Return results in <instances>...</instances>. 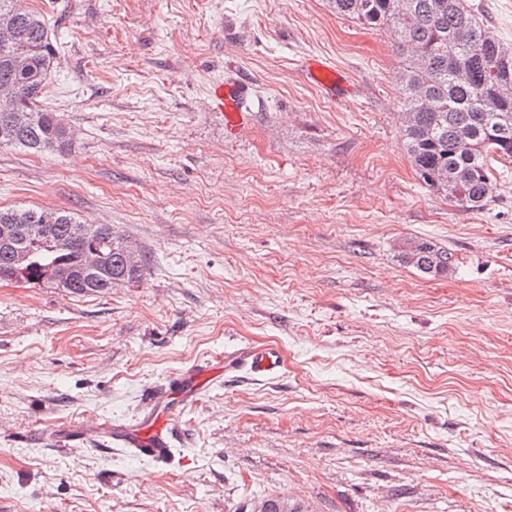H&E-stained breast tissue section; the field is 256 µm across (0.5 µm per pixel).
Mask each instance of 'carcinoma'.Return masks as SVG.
<instances>
[{"mask_svg": "<svg viewBox=\"0 0 512 512\" xmlns=\"http://www.w3.org/2000/svg\"><path fill=\"white\" fill-rule=\"evenodd\" d=\"M336 14L370 29L392 27L405 66L402 140L426 186L465 211L491 188L489 162L512 158V48L465 0H332ZM58 47L44 15L0 0V148L60 151L72 134L41 105ZM0 279L70 294L106 293L136 282L146 255L109 224L63 209L0 208ZM401 260L425 276L448 272L452 256L426 239L403 244Z\"/></svg>", "mask_w": 512, "mask_h": 512, "instance_id": "carcinoma-1", "label": "carcinoma"}]
</instances>
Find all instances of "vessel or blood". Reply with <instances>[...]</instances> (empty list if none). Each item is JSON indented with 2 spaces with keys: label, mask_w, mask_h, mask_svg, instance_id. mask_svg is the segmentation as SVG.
<instances>
[{
  "label": "vessel or blood",
  "mask_w": 512,
  "mask_h": 512,
  "mask_svg": "<svg viewBox=\"0 0 512 512\" xmlns=\"http://www.w3.org/2000/svg\"><path fill=\"white\" fill-rule=\"evenodd\" d=\"M307 76L312 84L336 100H345L350 95L342 76L325 62L311 60L307 65ZM247 94V85L237 80L213 84L210 100L223 112L229 130H236L242 122ZM241 367L247 368L253 376L270 377L279 367V357L268 350L244 348L236 351L233 357L223 359L219 365L224 372ZM210 372V367L194 366L171 377L163 388L153 393L151 409L138 424L113 426V444L142 459L155 462L168 459L175 441L171 410L177 405L196 402Z\"/></svg>",
  "instance_id": "vessel-or-blood-1"
}]
</instances>
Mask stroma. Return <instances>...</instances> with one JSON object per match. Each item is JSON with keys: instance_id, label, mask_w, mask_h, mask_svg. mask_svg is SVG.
Returning <instances> with one entry per match:
<instances>
[{"instance_id": "stroma-1", "label": "stroma", "mask_w": 512, "mask_h": 512, "mask_svg": "<svg viewBox=\"0 0 512 512\" xmlns=\"http://www.w3.org/2000/svg\"><path fill=\"white\" fill-rule=\"evenodd\" d=\"M26 3L76 140L0 149V207L111 225L148 265L97 295L0 280V512H512V160L479 211L422 183L391 29L330 0ZM229 76L234 133L208 97ZM416 238L448 273L400 260ZM267 346L275 376L214 375L174 412L170 462L110 443L172 374ZM308 80L330 94L336 100L342 101L349 97V86L336 69L320 60H311L307 65ZM247 94V85L237 80L216 82L210 90V100L221 112H225L230 131L236 130L243 121L244 112H247L244 106ZM399 256L403 262L425 276L447 273L452 264V256L448 250L437 247L426 239H413L404 243Z\"/></svg>"}]
</instances>
